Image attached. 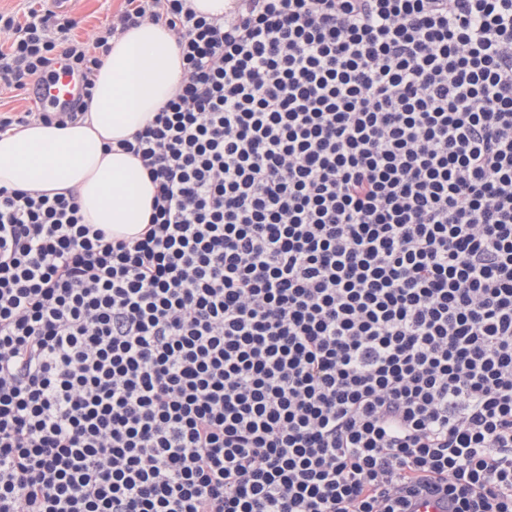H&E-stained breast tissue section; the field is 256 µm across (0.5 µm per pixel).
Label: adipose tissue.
<instances>
[{"mask_svg": "<svg viewBox=\"0 0 512 512\" xmlns=\"http://www.w3.org/2000/svg\"><path fill=\"white\" fill-rule=\"evenodd\" d=\"M110 46L83 121L63 129L37 122L0 137V186L74 194L85 223L130 238L149 220L155 187L116 144L179 92L183 60L160 24L133 26Z\"/></svg>", "mask_w": 512, "mask_h": 512, "instance_id": "ef3b65f1", "label": "adipose tissue"}]
</instances>
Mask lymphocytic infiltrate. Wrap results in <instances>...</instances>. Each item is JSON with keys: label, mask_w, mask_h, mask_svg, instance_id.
<instances>
[{"label": "lymphocytic infiltrate", "mask_w": 512, "mask_h": 512, "mask_svg": "<svg viewBox=\"0 0 512 512\" xmlns=\"http://www.w3.org/2000/svg\"><path fill=\"white\" fill-rule=\"evenodd\" d=\"M165 25L182 87L123 150L115 239L0 187V512H512V0H125L0 14V81ZM48 8L59 13L66 12L79 21L74 33L79 40H87L107 16L112 17L123 4V0H47Z\"/></svg>", "instance_id": "f902f5d3"}]
</instances>
